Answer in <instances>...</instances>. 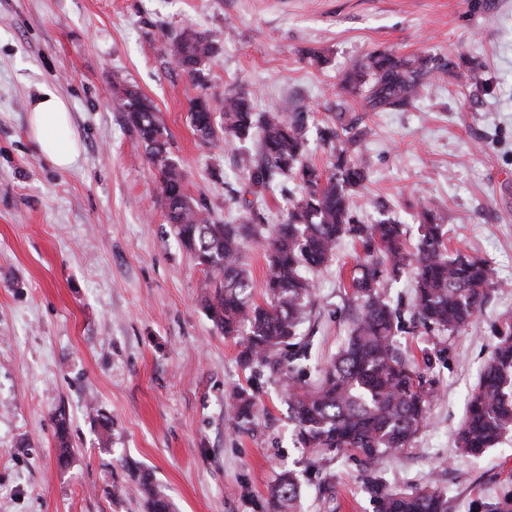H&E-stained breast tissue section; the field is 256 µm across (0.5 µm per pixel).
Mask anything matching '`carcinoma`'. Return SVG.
<instances>
[{"instance_id":"carcinoma-1","label":"carcinoma","mask_w":512,"mask_h":512,"mask_svg":"<svg viewBox=\"0 0 512 512\" xmlns=\"http://www.w3.org/2000/svg\"><path fill=\"white\" fill-rule=\"evenodd\" d=\"M218 42L207 31L185 27L173 33L166 49L189 79L201 84L200 65L213 56ZM443 75L454 79L459 89L489 87L483 66L473 61L448 65L430 55L405 58L375 50L346 72L342 89L365 108L396 111L412 106L421 91ZM119 93L125 120L160 172L167 223L206 271L209 317L224 335H245L242 358L250 378L266 370L283 377L300 447L313 449L321 468L345 452L358 454L372 467L386 454L410 447L424 427L435 387L395 344L401 315L383 298L380 279L388 271L415 267L413 319L430 332L452 335L471 322L489 288L497 285L492 266L477 256L448 255L444 225L422 196L416 205L420 237L412 248L394 219L366 224L359 218L354 198L366 180L361 142L368 131H354L345 106L318 127L320 140L335 159L332 167L322 168L305 158L304 113L287 115L273 106L257 112L246 93L228 92L216 121L207 98L191 100V127L202 143L241 142L258 134L257 150L238 158L249 194L257 198L274 191L283 177L300 188L281 224L267 223L248 199L244 223L219 224L186 193L184 174L171 157L168 133L153 103L132 85L122 86ZM346 237L358 241L365 256L345 291L355 311L350 336L318 382L300 391L295 384L306 374L309 361V344L300 337V328L314 289L308 274L333 261L337 243ZM249 241L261 242L270 251L263 304L252 299L251 281L241 263ZM491 332L497 343L457 433L456 447L467 455L482 454L512 433V318L494 324ZM231 405L244 419L255 411L252 395L244 388L231 395ZM139 479L149 493L150 512H171L169 501L154 490L150 474L141 472ZM369 483L378 512H449L448 496L432 482L410 493L385 489L375 475ZM268 504L271 512H300L292 472L281 474L270 488Z\"/></svg>"}]
</instances>
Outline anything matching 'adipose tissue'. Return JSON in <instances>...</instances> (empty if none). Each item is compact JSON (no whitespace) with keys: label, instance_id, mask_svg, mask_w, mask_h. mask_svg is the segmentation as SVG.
Segmentation results:
<instances>
[{"label":"adipose tissue","instance_id":"1","mask_svg":"<svg viewBox=\"0 0 512 512\" xmlns=\"http://www.w3.org/2000/svg\"><path fill=\"white\" fill-rule=\"evenodd\" d=\"M30 119L39 153L56 168H70L80 149L71 131L66 101L55 90L43 88L31 104Z\"/></svg>","mask_w":512,"mask_h":512}]
</instances>
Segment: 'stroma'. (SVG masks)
I'll return each instance as SVG.
<instances>
[{
	"label": "stroma",
	"instance_id": "stroma-1",
	"mask_svg": "<svg viewBox=\"0 0 512 512\" xmlns=\"http://www.w3.org/2000/svg\"><path fill=\"white\" fill-rule=\"evenodd\" d=\"M186 25L223 34L200 86L164 51ZM374 50L464 56L485 67L489 88L441 79L407 111L354 108L372 130L359 215L394 218L416 244L425 190L449 253L488 260L497 281L472 323L448 336L410 320L415 268L383 277L407 320L397 343L436 391L411 447L377 474L402 492L435 481L450 512L512 496V435L477 456L456 447L497 342L490 327L512 316V0H0V512H148L144 471L173 512H268L285 469L299 480L301 512H376L360 458L342 453L318 471L278 378L250 385L243 345L210 319L203 268L167 223L160 173L115 94L132 84L153 101L187 194L214 221L238 224L237 157L257 142L200 143L191 100L217 106L242 89L257 109L308 112L306 157L323 167L331 156L317 128L344 74ZM46 86L66 100L81 146L66 170L31 138L30 104ZM362 255L343 239L311 275V371L349 333L344 292ZM241 387L255 396L247 421L227 401Z\"/></svg>",
	"mask_w": 512,
	"mask_h": 512
}]
</instances>
